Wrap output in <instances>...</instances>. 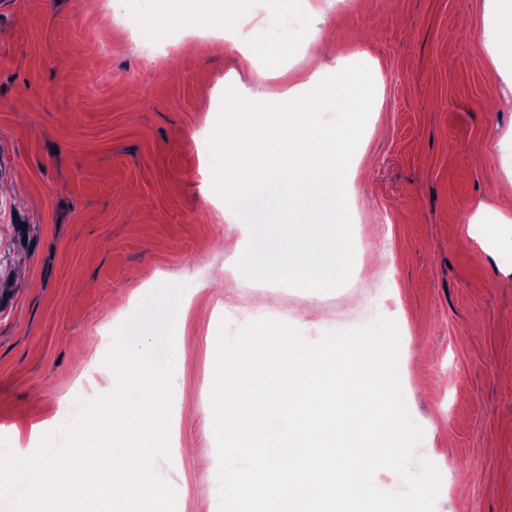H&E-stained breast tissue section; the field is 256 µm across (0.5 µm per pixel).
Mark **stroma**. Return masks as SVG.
<instances>
[{"mask_svg":"<svg viewBox=\"0 0 512 512\" xmlns=\"http://www.w3.org/2000/svg\"><path fill=\"white\" fill-rule=\"evenodd\" d=\"M126 0H7L0 8V452L34 422L79 414V382L112 391L110 336L164 284L183 283L185 360L174 390H210L217 348L207 324L229 303L231 331L268 318L310 342L394 311L398 368L423 440L409 463L436 469L434 512H512V288L501 259L469 233L479 204L507 188L512 72L486 35L512 0H300L319 77L352 53L379 64L378 121L348 199L357 253L330 292L255 281L233 267L224 221L204 186L199 139L214 130L225 77L266 101L287 78L260 80L223 40L186 53L113 26ZM270 297L261 312L257 296ZM198 408L175 433L179 468L158 472L186 512H219L216 441Z\"/></svg>","mask_w":512,"mask_h":512,"instance_id":"stroma-1","label":"stroma"}]
</instances>
